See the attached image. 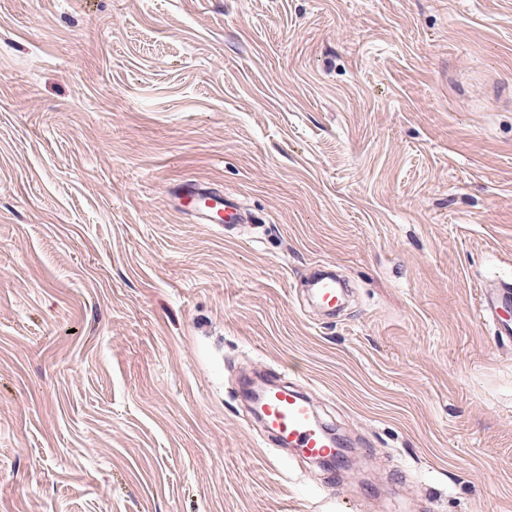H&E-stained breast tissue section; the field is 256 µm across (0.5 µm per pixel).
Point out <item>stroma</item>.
I'll return each mask as SVG.
<instances>
[{"label": "stroma", "instance_id": "1", "mask_svg": "<svg viewBox=\"0 0 512 512\" xmlns=\"http://www.w3.org/2000/svg\"><path fill=\"white\" fill-rule=\"evenodd\" d=\"M509 285L512 0H0V512H512ZM199 187H188L186 196L199 200L198 209L203 220L212 221L220 212H224L225 224L251 223V215L245 212L236 196L221 190L210 189L202 191ZM315 286L320 302L329 309L335 308L339 296L336 278L330 274L322 275L316 280ZM510 295V290L507 289L494 295L490 299H484L482 303L483 314L492 319H496L497 316L505 331H508V318H505L503 314H508L510 302L512 304V295ZM262 421L283 446L296 448L309 460L330 457L337 445L326 434L309 400L286 388H271L262 401Z\"/></svg>", "mask_w": 512, "mask_h": 512}]
</instances>
